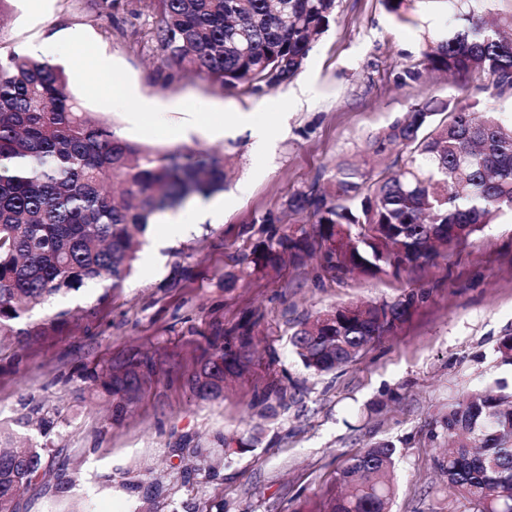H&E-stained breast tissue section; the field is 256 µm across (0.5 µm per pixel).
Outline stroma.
<instances>
[{"mask_svg": "<svg viewBox=\"0 0 512 512\" xmlns=\"http://www.w3.org/2000/svg\"><path fill=\"white\" fill-rule=\"evenodd\" d=\"M457 23L444 0H418L410 21L381 0H338L336 16L289 84L251 94L219 91L204 78L162 64L152 19L138 0H47L32 15L26 0H0V55L28 54L60 66L85 111L124 138L160 147L224 154L230 185L216 193L224 210L147 259L162 224L139 235L138 262L120 287L88 282L36 306L27 326L50 318L51 335L10 339L0 353V420L28 399L62 411L55 442L68 484L21 495L20 512H315L352 457L381 442L398 449L392 512H471L449 493L437 461L448 445L449 404L486 387L512 390V366L497 347L512 334V218L504 216L452 247L447 257L400 274L375 277L322 270L317 260L283 264L236 287L224 285L232 258L266 236L261 219L288 220L286 200L339 162L355 161L366 140L428 96L488 97L482 74H442L404 87L396 73L419 60L422 37ZM86 36L75 63L65 36ZM111 59L102 84L129 91L110 106L87 89L82 69ZM152 103L148 123L129 112ZM190 112L254 113L273 136L254 152L248 134L216 137L186 128ZM424 298L395 333L371 341L328 373L305 368L289 343L298 320L342 304ZM250 321L252 362L223 398L197 399L183 374L213 329ZM153 356L162 370L118 425L92 395L80 369L129 350ZM287 391L262 416L271 389ZM224 436L227 446L216 438ZM183 456H175V449Z\"/></svg>", "mask_w": 512, "mask_h": 512, "instance_id": "obj_1", "label": "stroma"}]
</instances>
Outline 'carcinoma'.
<instances>
[{
    "label": "carcinoma",
    "mask_w": 512,
    "mask_h": 512,
    "mask_svg": "<svg viewBox=\"0 0 512 512\" xmlns=\"http://www.w3.org/2000/svg\"><path fill=\"white\" fill-rule=\"evenodd\" d=\"M409 20L416 0H381ZM462 21L453 35L424 37L417 64L400 70L405 86L423 73L492 77L487 99L461 103L429 97L370 139L362 163L342 162L327 185L315 180L287 200L311 230L267 232L233 258L224 287L275 267L283 256L325 271L376 277L440 257L500 216H512V125L490 100L512 92V7L485 20L486 0H446ZM155 21L161 62L203 76L219 90L253 93L286 84L327 31L337 0H143ZM224 156L129 141L98 121L67 89L61 68L14 52L0 57V336L47 334L59 322L20 327L30 308L86 282L121 285L137 259L134 240L150 218L196 195L224 189ZM423 293L338 309L297 324L290 343L308 369L352 362L374 338L394 332ZM185 378L202 400L224 395V377L249 362L248 330L234 347L224 330ZM159 376L152 358L128 353L110 366H84L91 391L112 399L120 423L144 386ZM65 418L40 402L14 425L0 422V512H18L21 493L41 488L56 457ZM454 446L439 468L449 491L475 512H512V392L504 387L448 408ZM42 439L17 446L29 431ZM396 447L382 442L338 474L320 512H390Z\"/></svg>",
    "instance_id": "1"
}]
</instances>
